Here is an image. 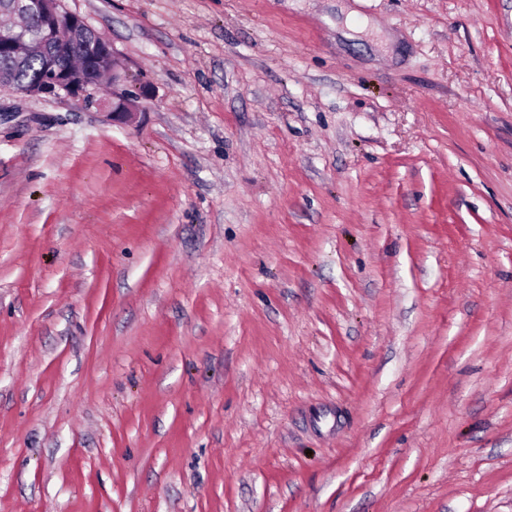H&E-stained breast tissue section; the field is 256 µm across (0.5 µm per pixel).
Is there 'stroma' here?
I'll use <instances>...</instances> for the list:
<instances>
[{
  "instance_id": "35a3bbf8",
  "label": "stroma",
  "mask_w": 512,
  "mask_h": 512,
  "mask_svg": "<svg viewBox=\"0 0 512 512\" xmlns=\"http://www.w3.org/2000/svg\"><path fill=\"white\" fill-rule=\"evenodd\" d=\"M136 118L0 89V512H512V0H65Z\"/></svg>"
}]
</instances>
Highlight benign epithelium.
I'll use <instances>...</instances> for the list:
<instances>
[{
	"instance_id": "benign-epithelium-1",
	"label": "benign epithelium",
	"mask_w": 512,
	"mask_h": 512,
	"mask_svg": "<svg viewBox=\"0 0 512 512\" xmlns=\"http://www.w3.org/2000/svg\"><path fill=\"white\" fill-rule=\"evenodd\" d=\"M9 4V10L25 15H34L40 22V36L36 39L27 38V28L0 27V40L14 45L23 42L32 53L41 56L43 67L55 76V83L41 85L32 83L24 88L14 89V93L37 97L47 95L58 99L77 101L85 95L88 89L98 90L94 80L96 74L103 70H112V111L107 113L108 119L114 124H126L133 120L129 98L124 93L115 91L122 80V64L111 45L103 40L97 44V54L92 65L80 71L60 66V49L68 42L59 34L62 26L66 25L83 33L90 30L84 19L69 10L64 0H4Z\"/></svg>"
}]
</instances>
